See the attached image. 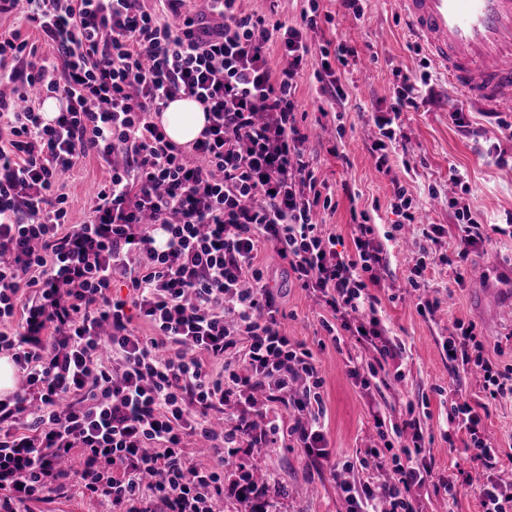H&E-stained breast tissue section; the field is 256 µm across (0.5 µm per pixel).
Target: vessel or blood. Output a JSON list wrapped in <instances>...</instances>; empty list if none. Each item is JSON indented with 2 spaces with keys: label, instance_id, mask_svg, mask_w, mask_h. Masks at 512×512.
I'll return each mask as SVG.
<instances>
[{
  "label": "vessel or blood",
  "instance_id": "1",
  "mask_svg": "<svg viewBox=\"0 0 512 512\" xmlns=\"http://www.w3.org/2000/svg\"><path fill=\"white\" fill-rule=\"evenodd\" d=\"M419 44L467 100L512 109V0H397Z\"/></svg>",
  "mask_w": 512,
  "mask_h": 512
}]
</instances>
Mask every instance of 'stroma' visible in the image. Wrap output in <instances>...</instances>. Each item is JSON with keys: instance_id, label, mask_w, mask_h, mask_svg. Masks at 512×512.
I'll return each instance as SVG.
<instances>
[{"instance_id": "1", "label": "stroma", "mask_w": 512, "mask_h": 512, "mask_svg": "<svg viewBox=\"0 0 512 512\" xmlns=\"http://www.w3.org/2000/svg\"><path fill=\"white\" fill-rule=\"evenodd\" d=\"M362 16L341 9L337 0H319L320 19L309 38L315 48H351L341 80L349 93L344 104L321 113L322 84L312 61L297 78V98L311 129L309 149L317 175L330 188L336 208L322 212L319 221L337 236L336 248H352V227L362 219L385 235L386 263L375 275L380 315L391 339L404 349L401 368H377L369 388L356 385L348 374L349 358L375 365L372 350L363 348L350 332L332 343L326 335L318 299L291 284L287 265L269 249L258 256L270 288L281 298L291 341L309 349L324 383L325 435L333 456L330 463L314 461L297 448L287 431H279L275 447L262 455L246 448L227 454L224 466L223 512H250L239 483L256 482L267 512H346L337 492L340 481L359 483L368 470L344 468L346 460L375 448L391 457L393 427L407 419L409 403L424 398L429 416L424 421V453L433 472L419 496L421 512H482L475 485L465 478L473 463L464 432L445 436L448 390L470 404H486L484 434L502 452L512 451V397L486 401L474 371H454L442 343L456 322L475 324L486 339L485 355L500 371L512 372V167H502L490 146L512 153V112L490 117L472 111L461 91L435 68L424 67L419 51L399 15L395 0H362ZM416 85L414 107L399 118L401 137L390 155V171L376 170L369 146L378 136L372 115L386 111L400 75ZM467 113L469 125L457 127L453 111ZM105 166L87 157L62 182L74 221L89 214V202L107 178ZM403 184L419 217L404 223L394 208V186ZM462 197L480 222L482 243L464 265L470 275L454 281L453 262L459 251V226L448 202ZM438 225L443 234L430 240L424 232ZM427 253L425 285L440 300L435 314L420 313L415 298L403 287L420 253ZM383 427H376V418ZM455 484L454 495L439 489L441 479ZM18 512H106L105 504L79 489L43 502L18 505Z\"/></svg>"}]
</instances>
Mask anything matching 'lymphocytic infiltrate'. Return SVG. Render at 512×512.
<instances>
[{
    "label": "lymphocytic infiltrate",
    "mask_w": 512,
    "mask_h": 512,
    "mask_svg": "<svg viewBox=\"0 0 512 512\" xmlns=\"http://www.w3.org/2000/svg\"><path fill=\"white\" fill-rule=\"evenodd\" d=\"M237 2L0 0V16L41 38L0 27V353L19 371L17 391L0 398V512L74 486L111 512H218L226 445L272 443L278 424L257 422L274 407L292 408L288 432L307 456L329 460L323 378L284 330L262 249L319 298L328 334L360 313L355 333L379 365L402 358L367 284L384 263L375 226L354 225L347 253L314 220L333 203L306 148L296 78L317 21L271 23ZM274 43L288 61L279 70ZM180 95L207 117L187 150L156 120ZM414 104L402 79L375 118L377 169ZM90 156L109 177L75 223L59 184ZM117 282L126 298L113 296ZM442 347L452 367H479L487 399L512 396V375L484 357L474 325L457 323ZM231 403L235 422L219 423ZM448 427L467 432L476 466L496 467L501 450L469 402L452 398ZM396 436L391 459L370 448L359 460L381 479L341 483L348 512H417L431 474L421 417ZM191 440L209 465L191 461ZM72 457L78 468L65 467Z\"/></svg>",
    "instance_id": "lymphocytic-infiltrate-1"
}]
</instances>
